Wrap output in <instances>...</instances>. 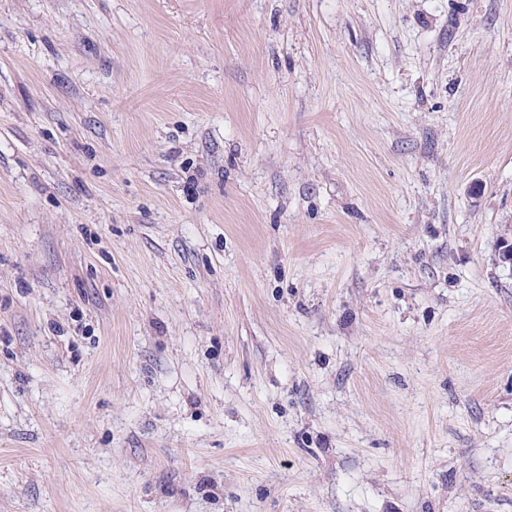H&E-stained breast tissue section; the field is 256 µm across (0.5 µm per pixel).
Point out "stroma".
Segmentation results:
<instances>
[{
	"label": "stroma",
	"mask_w": 512,
	"mask_h": 512,
	"mask_svg": "<svg viewBox=\"0 0 512 512\" xmlns=\"http://www.w3.org/2000/svg\"><path fill=\"white\" fill-rule=\"evenodd\" d=\"M512 0H0V512H512Z\"/></svg>",
	"instance_id": "35a3bbf8"
}]
</instances>
